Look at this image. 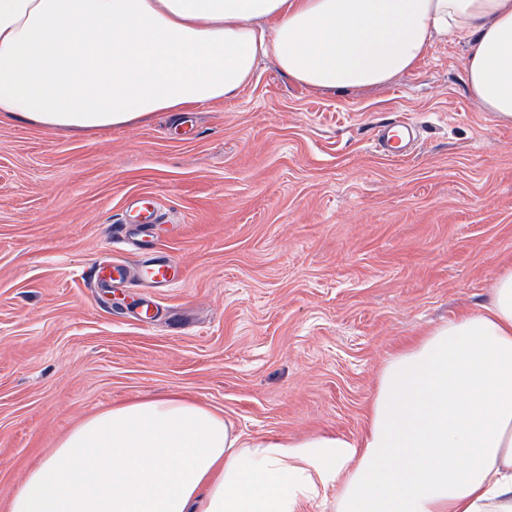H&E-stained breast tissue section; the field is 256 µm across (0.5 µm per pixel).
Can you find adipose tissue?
<instances>
[{"label": "adipose tissue", "mask_w": 512, "mask_h": 512, "mask_svg": "<svg viewBox=\"0 0 512 512\" xmlns=\"http://www.w3.org/2000/svg\"><path fill=\"white\" fill-rule=\"evenodd\" d=\"M512 118V0H0V117L97 130L235 96L260 60L314 90L381 86L434 36ZM512 512V270L382 369L354 439L249 438L180 391L61 436L8 512Z\"/></svg>", "instance_id": "adipose-tissue-1"}]
</instances>
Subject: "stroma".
Here are the masks:
<instances>
[{
    "label": "stroma",
    "instance_id": "obj_1",
    "mask_svg": "<svg viewBox=\"0 0 512 512\" xmlns=\"http://www.w3.org/2000/svg\"><path fill=\"white\" fill-rule=\"evenodd\" d=\"M466 38L414 70L319 91L269 60L233 98L95 132L0 120V512L55 441L178 390L255 437L359 435L387 361L512 270V118L485 112ZM420 141L394 160L374 128ZM147 201L174 218L134 224ZM124 220L181 268L168 288L82 276ZM416 126L408 120H390L378 126L375 145L383 154L394 158L407 156L419 141Z\"/></svg>",
    "mask_w": 512,
    "mask_h": 512
}]
</instances>
